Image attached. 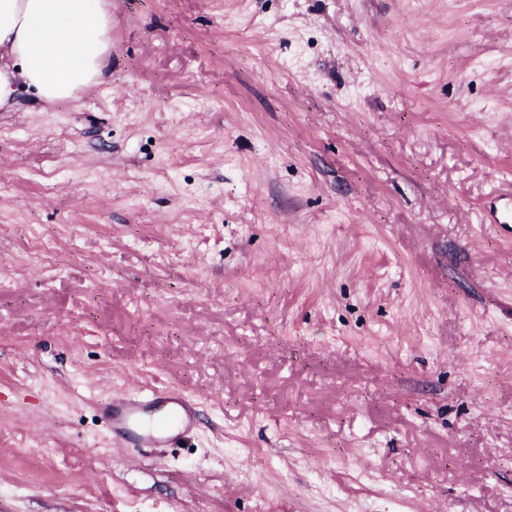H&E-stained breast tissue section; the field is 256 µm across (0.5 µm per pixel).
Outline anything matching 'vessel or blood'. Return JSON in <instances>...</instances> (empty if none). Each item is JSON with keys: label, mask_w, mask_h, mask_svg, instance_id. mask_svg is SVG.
I'll use <instances>...</instances> for the list:
<instances>
[{"label": "vessel or blood", "mask_w": 512, "mask_h": 512, "mask_svg": "<svg viewBox=\"0 0 512 512\" xmlns=\"http://www.w3.org/2000/svg\"><path fill=\"white\" fill-rule=\"evenodd\" d=\"M114 439L138 447H171L196 424L187 398L169 389L122 391L105 407Z\"/></svg>", "instance_id": "1"}]
</instances>
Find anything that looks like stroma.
<instances>
[{
  "label": "stroma",
  "instance_id": "1",
  "mask_svg": "<svg viewBox=\"0 0 512 512\" xmlns=\"http://www.w3.org/2000/svg\"><path fill=\"white\" fill-rule=\"evenodd\" d=\"M106 2L0 108V512H512V0ZM166 409L163 417L155 412ZM114 439L138 447H172L196 424V413L187 398L169 389L121 391L105 406Z\"/></svg>",
  "mask_w": 512,
  "mask_h": 512
}]
</instances>
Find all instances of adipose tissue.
I'll use <instances>...</instances> for the list:
<instances>
[{
    "mask_svg": "<svg viewBox=\"0 0 512 512\" xmlns=\"http://www.w3.org/2000/svg\"><path fill=\"white\" fill-rule=\"evenodd\" d=\"M111 28L105 0H0V106L22 87L51 102L104 81Z\"/></svg>",
    "mask_w": 512,
    "mask_h": 512,
    "instance_id": "ef3b65f1",
    "label": "adipose tissue"
}]
</instances>
